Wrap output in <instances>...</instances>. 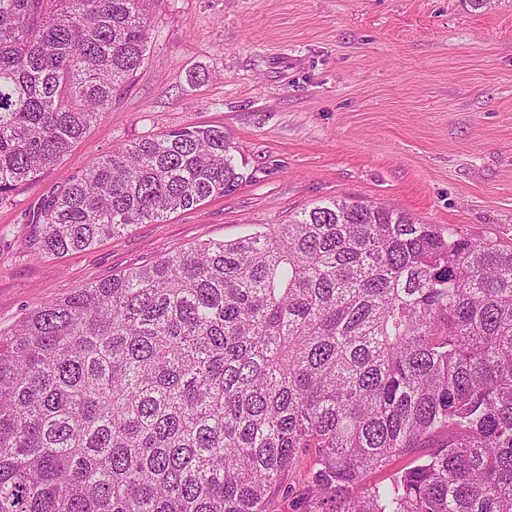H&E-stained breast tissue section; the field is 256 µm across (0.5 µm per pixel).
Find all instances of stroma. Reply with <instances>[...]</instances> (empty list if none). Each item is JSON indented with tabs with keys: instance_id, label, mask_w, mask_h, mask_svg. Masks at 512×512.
<instances>
[{
	"instance_id": "stroma-1",
	"label": "stroma",
	"mask_w": 512,
	"mask_h": 512,
	"mask_svg": "<svg viewBox=\"0 0 512 512\" xmlns=\"http://www.w3.org/2000/svg\"><path fill=\"white\" fill-rule=\"evenodd\" d=\"M150 51L111 110L0 201V330L75 288L324 200L388 203L512 238V0H150ZM220 126L238 190L64 255L33 246L43 198L114 145Z\"/></svg>"
}]
</instances>
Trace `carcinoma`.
Instances as JSON below:
<instances>
[{
	"label": "carcinoma",
	"mask_w": 512,
	"mask_h": 512,
	"mask_svg": "<svg viewBox=\"0 0 512 512\" xmlns=\"http://www.w3.org/2000/svg\"><path fill=\"white\" fill-rule=\"evenodd\" d=\"M147 2L0 0V201L112 108ZM246 181L222 127L140 137L43 200L36 245ZM305 455L310 512H512V239L333 199L0 333V512H269Z\"/></svg>",
	"instance_id": "obj_1"
}]
</instances>
